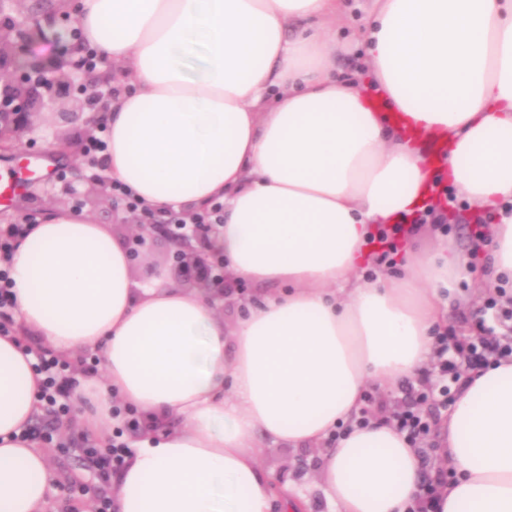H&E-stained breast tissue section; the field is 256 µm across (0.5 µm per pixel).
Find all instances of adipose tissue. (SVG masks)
<instances>
[{"instance_id": "obj_1", "label": "adipose tissue", "mask_w": 512, "mask_h": 512, "mask_svg": "<svg viewBox=\"0 0 512 512\" xmlns=\"http://www.w3.org/2000/svg\"><path fill=\"white\" fill-rule=\"evenodd\" d=\"M344 0H82L77 25L123 90L104 114L106 165L154 212L223 203L210 249L233 279L272 284L232 326L222 290L136 282L107 225L54 207L11 261L17 336L82 378L84 428L112 403L144 418L113 488L115 512H301L275 496L260 441L318 448L314 490L340 512H411L419 449L386 419L358 427L433 358L448 281L470 257L438 244L367 278L371 237L433 199L439 176L492 210L483 278L512 279V0H373L366 52L333 72ZM0 336V512H47L55 482L22 433L39 386ZM178 428H170V421ZM451 477L434 512H512V361L484 370L437 425Z\"/></svg>"}]
</instances>
